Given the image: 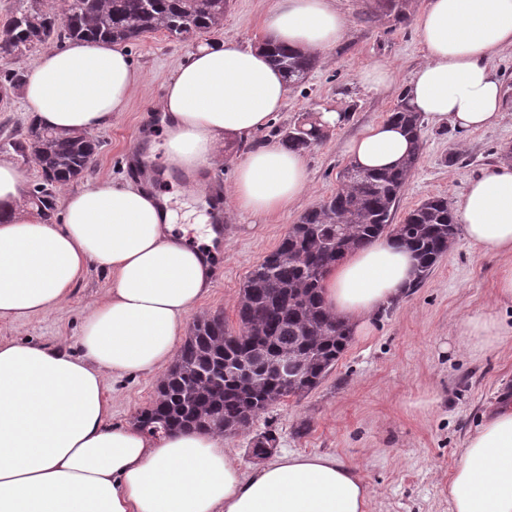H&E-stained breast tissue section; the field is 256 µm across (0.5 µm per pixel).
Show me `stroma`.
Listing matches in <instances>:
<instances>
[{"mask_svg": "<svg viewBox=\"0 0 512 512\" xmlns=\"http://www.w3.org/2000/svg\"><path fill=\"white\" fill-rule=\"evenodd\" d=\"M275 0H230L223 26L213 37H231L247 44L262 37L261 21ZM349 18L345 41L319 58L307 80L289 88L288 100L272 128L256 133L250 144H230L221 165L195 173L201 192L183 193L185 174L163 177V134L141 133L149 114L162 98L178 64L192 49L165 33H144L128 43L133 62L145 82L125 112L110 127L95 131L100 143L89 179L128 178L131 151L146 159L157 191L169 194L178 224H193L204 195L224 192L234 177L236 162L252 146L275 142V129L288 128L302 115L337 110L344 123L326 130L322 143L307 151L310 188L288 209L271 216L239 212L224 203L223 256L210 292L187 315V322L205 314L222 313L230 330H237L240 289L252 267L277 247L289 227L321 200L336 193L339 175L349 158L347 141L364 126L385 120L402 98L404 83L423 63L415 21L425 0H407L406 17L379 8L377 0H338ZM389 63L392 83L383 93L367 90L358 79L361 67ZM492 65L499 73L508 112L497 125L461 131L424 122L422 151L416 169L403 188L394 223L433 196L456 202L469 178L484 167L505 161L512 151V48ZM512 258L483 255L464 235H457L429 277L398 303L381 310L370 336H353L336 365L309 393L281 400L253 418L238 434L224 438L243 466H256L249 448L264 432L277 437V454L333 453L360 467L371 489L369 512H448V476L459 461L467 435L481 424L503 398L512 399V340L497 350L473 353L459 346L458 325L476 313H493L512 325V302L497 297L500 271ZM112 277L90 270L58 311L18 323H1L0 336L33 343L75 344L85 311L110 288ZM159 374H135L114 382L109 396L114 422H133L154 400Z\"/></svg>", "mask_w": 512, "mask_h": 512, "instance_id": "35a3bbf8", "label": "stroma"}]
</instances>
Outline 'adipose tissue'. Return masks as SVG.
<instances>
[{"mask_svg":"<svg viewBox=\"0 0 512 512\" xmlns=\"http://www.w3.org/2000/svg\"><path fill=\"white\" fill-rule=\"evenodd\" d=\"M347 25L335 0H277L262 31L323 56ZM416 34L425 61L405 86L409 107L465 131L498 123L503 90L491 61L512 48V0H427ZM142 83L124 44L74 40L39 56L23 96L38 125L88 132L111 125ZM288 91L263 49L233 38L198 44L156 106L168 169L221 164L225 144L249 142ZM411 149L404 126L389 120L347 144L355 165L374 170ZM308 184L304 154L269 143L238 161L229 194L239 211L269 214ZM453 212L482 254L512 257V162L470 179ZM92 266L111 273L112 286L88 307L76 347L0 338V512H368V483L339 456L288 452L246 473L221 433L153 436L113 422L107 377L165 369L187 313L213 286V255L179 233L168 196L130 180L67 191L59 222L45 223L24 201L18 168L0 158V322L61 308ZM417 277L413 252L385 235L326 274V306L365 336ZM458 336L484 352L503 346L512 326L480 313L462 320ZM448 505L512 512V405L465 440Z\"/></svg>","mask_w":512,"mask_h":512,"instance_id":"obj_1","label":"adipose tissue"}]
</instances>
